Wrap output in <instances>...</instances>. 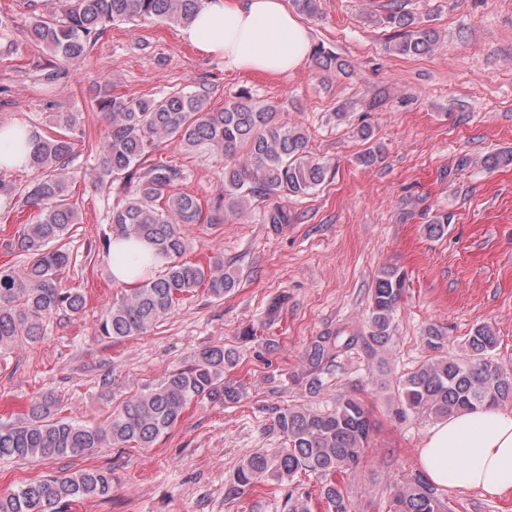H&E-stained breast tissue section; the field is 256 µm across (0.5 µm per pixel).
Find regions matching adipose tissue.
<instances>
[{
	"label": "adipose tissue",
	"mask_w": 512,
	"mask_h": 512,
	"mask_svg": "<svg viewBox=\"0 0 512 512\" xmlns=\"http://www.w3.org/2000/svg\"><path fill=\"white\" fill-rule=\"evenodd\" d=\"M183 38L204 54L223 58L225 68L273 75L296 71L309 59V29L285 0H203ZM26 126H0V169L24 166L32 149ZM144 256L148 268L161 261L142 242H116L110 266L116 279L130 282L145 269L126 257ZM428 481L445 490H480L491 495L512 493V411L479 408L442 420L427 434L419 452Z\"/></svg>",
	"instance_id": "1"
}]
</instances>
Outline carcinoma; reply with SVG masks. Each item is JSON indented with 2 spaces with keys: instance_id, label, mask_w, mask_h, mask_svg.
<instances>
[{
  "instance_id": "carcinoma-1",
  "label": "carcinoma",
  "mask_w": 512,
  "mask_h": 512,
  "mask_svg": "<svg viewBox=\"0 0 512 512\" xmlns=\"http://www.w3.org/2000/svg\"><path fill=\"white\" fill-rule=\"evenodd\" d=\"M200 2L62 0L59 16L29 18L26 38L46 53L43 80L56 86L66 82L67 65L89 53L102 26L145 18L184 26L196 15ZM291 2L301 15L320 14V0ZM382 20L403 30V37L389 46L392 52L409 56L434 49L435 33L405 10V0H386ZM312 61L317 71L328 74L349 68L346 60L322 47L313 48ZM96 106L108 131L95 146L97 164L82 176L119 184L99 250L108 257L112 242L134 239L148 243L163 260L159 274L120 284V296L99 320V336L111 342L146 334L201 288L222 299L238 287L239 276L224 270L223 261L202 264L183 259L190 247L188 226H217L254 203L307 195L331 171L327 161L308 151L302 127L281 123L277 107L254 99L247 89L221 108L210 107L201 92L182 89L159 98L105 93ZM82 120L80 112H59L56 131L33 132L28 159L32 177L14 190V196L18 207L34 210L36 217L5 244L24 262L17 268L0 266V354L40 342L46 322L59 312L76 316L83 309V295L62 285V274L72 260L65 239L79 223V207L68 190L76 172L67 167L84 142ZM163 142L186 154L209 148L224 156V193L205 204L178 191L186 179L184 167L152 158ZM482 164L488 169L509 166L512 152L491 153ZM263 221L277 228L288 223V211L279 204L267 206ZM404 287V273L393 267L382 269L372 288L369 335L360 337L339 328L307 346L302 375L309 392L320 391L322 376L341 352L359 343L375 351L389 342ZM422 341L433 355L397 388L408 409L446 418L478 406L512 405V366L496 358L497 337L490 326L475 327L462 343L460 356L444 353L447 337L435 325L424 329ZM240 363L237 348L206 347L190 366L171 371L120 401L96 426L54 418L57 397L44 392L30 399L23 421L0 426V459L85 456L108 445L122 448L130 443L151 448L176 426L191 402L207 399L229 405L247 398L245 385L230 376ZM274 424L286 447L273 457L259 451L235 464L225 483V498L240 497L270 471L288 480L311 472L321 478L320 498L327 512H351L336 475L357 470L368 446L372 421L362 402L340 394L327 412L299 405L279 408ZM111 489L112 469L104 467L30 479L0 496V512H61L77 498L104 497ZM390 512H447V504L437 488L415 474L396 488Z\"/></svg>"
}]
</instances>
